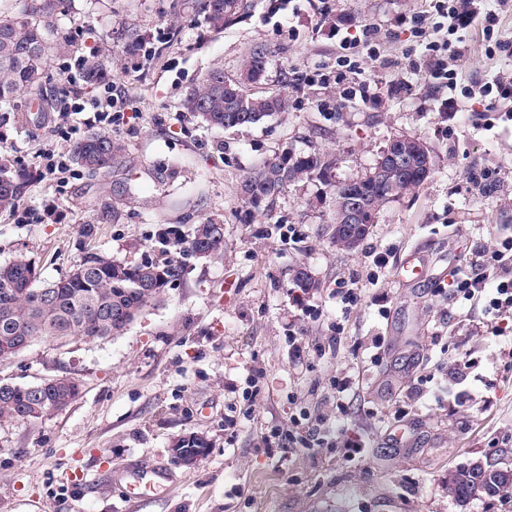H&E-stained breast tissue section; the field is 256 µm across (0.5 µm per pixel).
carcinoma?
<instances>
[{
  "label": "carcinoma",
  "instance_id": "obj_1",
  "mask_svg": "<svg viewBox=\"0 0 512 512\" xmlns=\"http://www.w3.org/2000/svg\"><path fill=\"white\" fill-rule=\"evenodd\" d=\"M64 0H40L35 7L14 16L0 17V104H8L42 78L48 56L61 47L56 25L57 11ZM249 0H204L210 25L216 29L232 25L246 16ZM269 64L268 49L255 47L242 70L256 83ZM284 104L279 92L265 96L246 94L239 80L213 70L186 99V107L211 126L225 129L255 125L273 115ZM118 151L112 135L100 131L75 143V162L91 171L107 169ZM334 161L326 156L295 157L285 154L254 169L243 179L248 186V202L258 206L271 202L288 185L304 176H325ZM428 174L423 161L395 187L360 182L358 193L376 211L402 192L424 184ZM28 179L20 173L0 170V211H9L25 196ZM166 258L126 264L107 253L82 256L65 277L40 283L32 260L21 255L0 266V352L27 346L34 339L82 338L95 340L121 334L133 323V313L159 299L165 289L179 281L185 270L184 257L199 253L210 257L224 250V225L211 221L194 227L191 236L168 232L160 239ZM34 396L18 386L0 390V421L23 419L40 405L42 416L67 408L78 396L75 389H63L46 379ZM509 490L505 471L482 463L448 472V494L457 499L494 497Z\"/></svg>",
  "mask_w": 512,
  "mask_h": 512
}]
</instances>
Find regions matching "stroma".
Instances as JSON below:
<instances>
[{
	"instance_id": "obj_1",
	"label": "stroma",
	"mask_w": 512,
	"mask_h": 512,
	"mask_svg": "<svg viewBox=\"0 0 512 512\" xmlns=\"http://www.w3.org/2000/svg\"><path fill=\"white\" fill-rule=\"evenodd\" d=\"M430 0H253L247 18L214 30L195 0H67L57 18L64 49L46 63L41 95L22 92L0 107V162L32 173L24 206L54 218L18 223L0 213V265L23 254L43 280L58 279L87 252L122 262L158 258V236L194 224L224 227V250L188 258L185 276L148 303L121 335L87 341L39 338L0 361V380L28 386L69 376L81 386L64 411L0 422V512H512V492L455 499L451 470L480 462L512 470V338L478 335L481 306L451 300L434 277L464 265L471 249L512 235V102L466 89L512 69L489 54L482 19L463 33L455 90L409 73L424 46L395 28ZM380 31L379 61L363 75L380 104L341 97L305 74L336 70L340 39L330 19ZM273 55L267 80L250 93L281 91L287 106L241 128L208 125L184 107L208 72H239L254 46ZM109 56L106 73L125 99L108 132L119 150L109 169L75 167L66 181L36 176L48 149L71 150L84 125L55 135L77 59ZM408 73L410 91L391 82ZM419 138L433 158L420 187L383 204L357 248L336 246L333 184L364 177L392 139ZM336 161L330 182L304 178L273 204L241 198L242 178L285 153ZM498 172L485 192L469 172ZM96 227L84 237V224ZM412 251L430 279L398 281ZM387 253L377 267L374 256ZM304 271L311 288L295 283ZM358 278L361 301L345 310L336 290ZM389 296L379 315L374 294ZM312 305L313 313L301 310ZM380 362H371L373 353ZM465 380L450 371L458 354ZM358 377L344 395L336 379ZM337 429L333 447L282 448L265 441L300 413ZM207 438L195 466L175 460L174 442ZM360 440L363 453L344 445ZM153 467L162 485L131 474Z\"/></svg>"
}]
</instances>
